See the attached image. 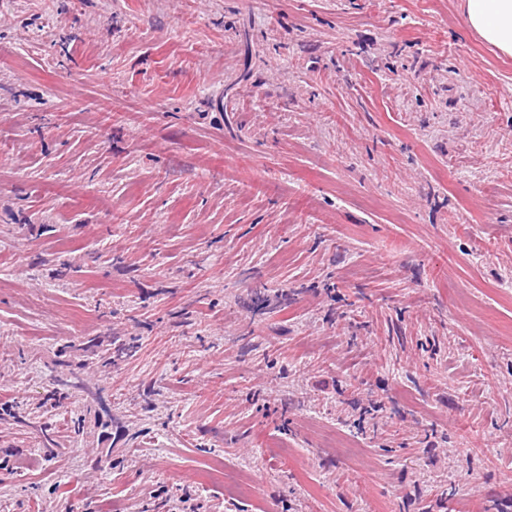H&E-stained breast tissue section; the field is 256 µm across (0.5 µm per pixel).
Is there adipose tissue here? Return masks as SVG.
Returning a JSON list of instances; mask_svg holds the SVG:
<instances>
[{
    "label": "adipose tissue",
    "mask_w": 512,
    "mask_h": 512,
    "mask_svg": "<svg viewBox=\"0 0 512 512\" xmlns=\"http://www.w3.org/2000/svg\"><path fill=\"white\" fill-rule=\"evenodd\" d=\"M461 14L484 42L512 56V0H461Z\"/></svg>",
    "instance_id": "ef3b65f1"
}]
</instances>
